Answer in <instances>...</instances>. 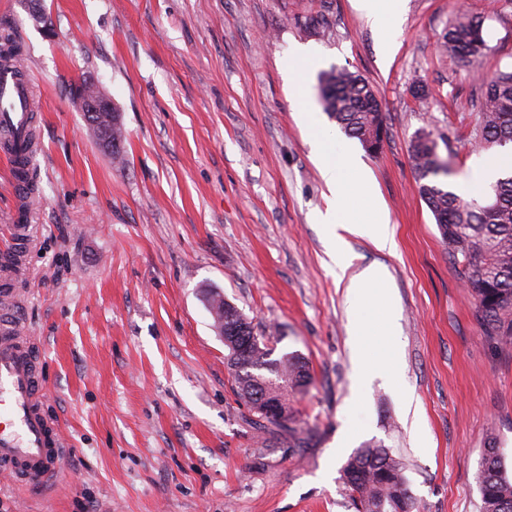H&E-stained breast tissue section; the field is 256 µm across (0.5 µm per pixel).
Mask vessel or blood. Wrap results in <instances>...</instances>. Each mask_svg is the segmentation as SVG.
Returning a JSON list of instances; mask_svg holds the SVG:
<instances>
[{
	"mask_svg": "<svg viewBox=\"0 0 512 512\" xmlns=\"http://www.w3.org/2000/svg\"><path fill=\"white\" fill-rule=\"evenodd\" d=\"M29 92L12 71H0V126L23 132ZM14 303L0 305V475L13 482L43 483L63 457L56 421L42 409L37 360L20 334Z\"/></svg>",
	"mask_w": 512,
	"mask_h": 512,
	"instance_id": "1",
	"label": "vessel or blood"
}]
</instances>
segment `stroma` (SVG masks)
I'll return each instance as SVG.
<instances>
[{"instance_id":"1","label":"stroma","mask_w":512,"mask_h":512,"mask_svg":"<svg viewBox=\"0 0 512 512\" xmlns=\"http://www.w3.org/2000/svg\"><path fill=\"white\" fill-rule=\"evenodd\" d=\"M460 1L484 19L482 72L511 71L512 0H405L389 57L353 0H42L49 33L26 0H0L39 141L20 279L1 275L22 203L0 157V290L20 292L15 313L65 448L47 482H0V512H354L340 469L368 441L402 457L424 512H479L489 441L512 471V351L482 335L409 155L415 132L430 131L452 156L445 187L479 200L476 158L512 155L511 143L476 147L484 87L437 50ZM303 49L318 62L299 101L288 64ZM334 67L360 72L386 105L378 154L342 140L372 174L395 242L388 253L350 241L354 268L387 269L362 302L361 342L327 266L328 231L310 221L326 207L310 133L336 131L318 75ZM83 78L122 116L123 165L70 97ZM210 288L269 334L274 358L307 362L313 383L292 409L313 430L308 447L254 425ZM361 352L376 375L359 387Z\"/></svg>"}]
</instances>
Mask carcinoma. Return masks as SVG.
<instances>
[{"label": "carcinoma", "mask_w": 512, "mask_h": 512, "mask_svg": "<svg viewBox=\"0 0 512 512\" xmlns=\"http://www.w3.org/2000/svg\"><path fill=\"white\" fill-rule=\"evenodd\" d=\"M440 49L473 70L488 53L480 17L460 9L448 26ZM485 87L479 119L474 130L481 145L512 143V71L482 76ZM322 111L349 138H355L371 153H378L388 129L383 104L373 86L359 73L333 67L319 77ZM90 128L99 145L123 160V125L117 110L96 116ZM409 153L421 198L434 216L448 258L458 269L466 288L476 301L474 317L486 336L500 338L504 349L512 347V175L491 185L484 201L466 200L438 184L450 174L431 133H415ZM214 324H233L245 336L254 337L237 350L230 343L227 365L234 391L250 412H255L253 394L261 389L278 399L288 416L268 422L288 426L292 447L298 448L303 430L297 427L290 397L306 393L312 376L298 356L271 358L266 337L255 336L253 321L218 292L207 297ZM356 512H422L404 475V464L391 449L376 441L364 443L345 461L340 470ZM480 512H512V476L503 457L490 440L484 449L478 472Z\"/></svg>", "instance_id": "cac0c4a2"}]
</instances>
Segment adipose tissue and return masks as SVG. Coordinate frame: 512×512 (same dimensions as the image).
I'll use <instances>...</instances> for the list:
<instances>
[{"mask_svg": "<svg viewBox=\"0 0 512 512\" xmlns=\"http://www.w3.org/2000/svg\"><path fill=\"white\" fill-rule=\"evenodd\" d=\"M317 161L321 177L327 189L326 207L316 212L313 223L330 229L327 254L336 270V278L346 281L348 294L354 300H362L365 292L379 287L387 277L386 268L378 263L364 266L358 272H351L349 241L353 238L368 239L377 250L392 251L394 241L389 233V218L382 203L376 200V190L369 172L360 161L345 150H330L319 146ZM360 174V187L364 195L374 199V216L364 219L348 207L346 173Z\"/></svg>", "mask_w": 512, "mask_h": 512, "instance_id": "1", "label": "adipose tissue"}]
</instances>
